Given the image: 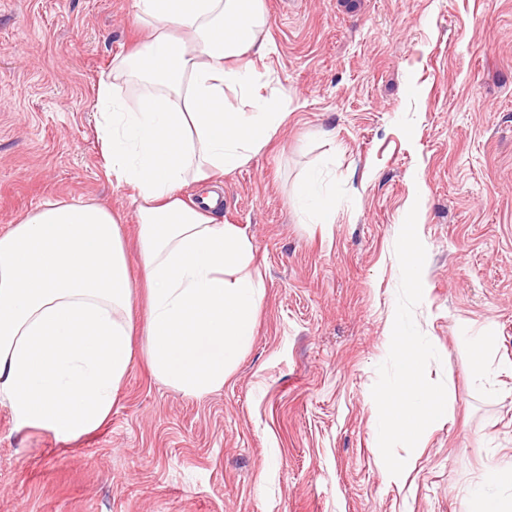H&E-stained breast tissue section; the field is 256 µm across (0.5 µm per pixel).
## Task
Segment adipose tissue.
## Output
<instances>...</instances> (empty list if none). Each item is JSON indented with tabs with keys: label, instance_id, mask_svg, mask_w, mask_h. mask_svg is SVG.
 Here are the masks:
<instances>
[{
	"label": "adipose tissue",
	"instance_id": "obj_1",
	"mask_svg": "<svg viewBox=\"0 0 512 512\" xmlns=\"http://www.w3.org/2000/svg\"><path fill=\"white\" fill-rule=\"evenodd\" d=\"M146 35L97 87L98 136L117 183L136 191L147 355L188 396L223 386L250 343L264 288L252 246L215 209L186 204L188 182L219 184L271 139L283 98L260 94L265 0H132ZM137 87L135 99L126 90ZM134 284L112 211L48 202L0 234V405L18 428L72 440L111 415L132 362ZM399 382L378 398L384 438L420 439L448 397L415 386L426 349L403 333ZM512 461H499L465 512H512Z\"/></svg>",
	"mask_w": 512,
	"mask_h": 512
}]
</instances>
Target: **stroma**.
I'll list each match as a JSON object with an SVG mask.
<instances>
[{
	"label": "stroma",
	"mask_w": 512,
	"mask_h": 512,
	"mask_svg": "<svg viewBox=\"0 0 512 512\" xmlns=\"http://www.w3.org/2000/svg\"><path fill=\"white\" fill-rule=\"evenodd\" d=\"M265 5L272 50L254 66L288 117L225 174L219 214L262 276L252 342L190 397L135 335L110 418L76 440L0 406V512H465L512 457V373L478 382L466 342L491 335V361L512 362V0ZM143 37L132 0H0V233L49 201H98L123 218L135 281L134 191L104 167L96 89ZM311 173L335 223L300 209ZM402 332L449 417L384 452L377 400ZM398 455L410 468L386 480Z\"/></svg>",
	"instance_id": "obj_1"
}]
</instances>
